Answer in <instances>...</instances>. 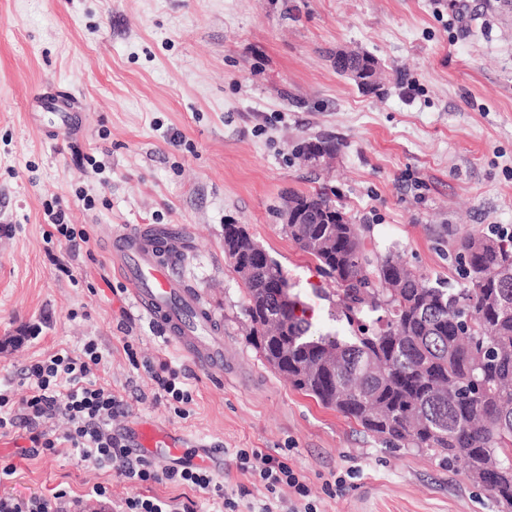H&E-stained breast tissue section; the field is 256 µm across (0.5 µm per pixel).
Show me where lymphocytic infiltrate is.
I'll use <instances>...</instances> for the list:
<instances>
[{"label": "lymphocytic infiltrate", "instance_id": "obj_1", "mask_svg": "<svg viewBox=\"0 0 512 512\" xmlns=\"http://www.w3.org/2000/svg\"><path fill=\"white\" fill-rule=\"evenodd\" d=\"M102 359L90 342L82 354L57 352L32 364L24 372L25 396H17L11 388L0 390V430L61 415L69 424L66 433L32 434L30 455L55 452L65 443L81 461L110 466L118 477L135 484L168 481L209 489L213 477L206 470L159 466L113 434L112 419L121 402L97 379ZM237 458L240 470L257 476L264 489L255 503L256 512H317L304 476L286 463L257 448L240 450Z\"/></svg>", "mask_w": 512, "mask_h": 512}]
</instances>
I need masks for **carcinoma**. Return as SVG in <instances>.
<instances>
[{"label": "carcinoma", "instance_id": "1", "mask_svg": "<svg viewBox=\"0 0 512 512\" xmlns=\"http://www.w3.org/2000/svg\"><path fill=\"white\" fill-rule=\"evenodd\" d=\"M309 223L288 237L336 284L340 314L357 330L340 339L312 332L300 300L278 299L288 284L274 259L233 249L244 224L224 225V255L243 281L249 341L291 387L355 422L392 448L442 463H465L466 479L512 512V234H466L455 258H469L460 287L368 247L325 191L291 193Z\"/></svg>", "mask_w": 512, "mask_h": 512}]
</instances>
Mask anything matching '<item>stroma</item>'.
I'll list each match as a JSON object with an SVG mask.
<instances>
[{
  "mask_svg": "<svg viewBox=\"0 0 512 512\" xmlns=\"http://www.w3.org/2000/svg\"><path fill=\"white\" fill-rule=\"evenodd\" d=\"M360 48L384 68L365 95L332 56ZM48 90L32 101L35 88ZM83 115L52 134L54 111ZM324 139L326 163L293 147ZM324 189L430 278L456 281L465 232L512 227V8L504 0H0V385L26 366L95 342L98 375L122 401L113 433L152 421L187 439L240 506L263 489L236 453L258 448L307 478L318 512H497L461 463L385 447L294 390L247 341L246 292L224 255V226L247 225L277 260L318 332L350 335L334 285L283 229L286 193ZM88 242L46 240L45 207ZM122 224L184 231L179 278L210 311L224 374L199 369L134 305L107 241ZM132 345L136 360L124 347ZM167 362L192 400L154 401L134 361ZM28 428L0 433V496L117 512L125 497L209 512L211 494L138 487L73 451L20 455ZM97 484L107 502L87 499Z\"/></svg>",
  "mask_w": 512,
  "mask_h": 512,
  "instance_id": "obj_1",
  "label": "stroma"
}]
</instances>
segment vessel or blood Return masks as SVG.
<instances>
[{
    "label": "vessel or blood",
    "mask_w": 512,
    "mask_h": 512,
    "mask_svg": "<svg viewBox=\"0 0 512 512\" xmlns=\"http://www.w3.org/2000/svg\"><path fill=\"white\" fill-rule=\"evenodd\" d=\"M178 246L163 242L143 226L129 225L113 232L111 260L121 277L134 283L137 307L157 323L196 366L220 369L224 348L212 335L209 311L198 294L175 274ZM148 458L192 457L182 441L148 424L135 436Z\"/></svg>",
    "instance_id": "1"
}]
</instances>
